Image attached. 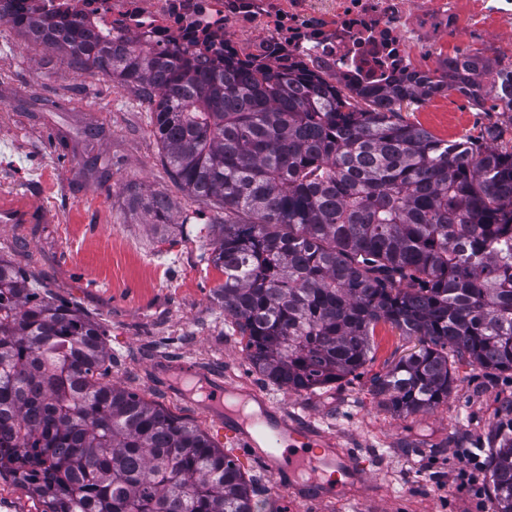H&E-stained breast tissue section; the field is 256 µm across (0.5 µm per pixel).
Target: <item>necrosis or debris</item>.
Masks as SVG:
<instances>
[{
    "label": "necrosis or debris",
    "instance_id": "1",
    "mask_svg": "<svg viewBox=\"0 0 512 512\" xmlns=\"http://www.w3.org/2000/svg\"><path fill=\"white\" fill-rule=\"evenodd\" d=\"M29 8L151 48L188 50L211 70L225 54L284 72L386 88L437 78L472 56L512 57V0H28ZM39 478L0 469V512H42Z\"/></svg>",
    "mask_w": 512,
    "mask_h": 512
}]
</instances>
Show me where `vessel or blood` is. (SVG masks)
I'll list each match as a JSON object with an SVG mask.
<instances>
[{
	"mask_svg": "<svg viewBox=\"0 0 512 512\" xmlns=\"http://www.w3.org/2000/svg\"><path fill=\"white\" fill-rule=\"evenodd\" d=\"M25 196L18 191L0 194V219L22 224L27 220ZM264 420L225 421L238 447L289 493L311 500L325 497L346 500L364 477L357 451L341 447L339 439L302 425L275 408Z\"/></svg>",
	"mask_w": 512,
	"mask_h": 512,
	"instance_id": "b4317fda",
	"label": "vessel or blood"
}]
</instances>
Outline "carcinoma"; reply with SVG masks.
Instances as JSON below:
<instances>
[{"label":"carcinoma","instance_id":"cac0c4a2","mask_svg":"<svg viewBox=\"0 0 512 512\" xmlns=\"http://www.w3.org/2000/svg\"><path fill=\"white\" fill-rule=\"evenodd\" d=\"M2 3L0 21L28 41L149 104L170 176L220 215L214 294L265 380L307 391L356 377L381 324L419 342L372 379L397 413L448 401L450 350L512 371V146L497 128L439 139L402 116L430 87L357 89L229 55L205 74L186 56ZM502 70L486 59L447 84L501 101L483 78ZM143 209L169 222L164 194ZM110 361L97 323L0 258V435L37 451L51 512H258L250 482L200 429L100 381ZM489 468L495 512H512V437Z\"/></svg>","mask_w":512,"mask_h":512}]
</instances>
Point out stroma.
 I'll return each instance as SVG.
<instances>
[{"label": "stroma", "instance_id": "obj_1", "mask_svg": "<svg viewBox=\"0 0 512 512\" xmlns=\"http://www.w3.org/2000/svg\"><path fill=\"white\" fill-rule=\"evenodd\" d=\"M404 118L442 139L476 137L492 123L512 138V112L491 98L479 106L441 97ZM89 127L99 128L97 139L86 140ZM15 189L26 194L32 218L0 223V257L98 323L112 357L107 382L202 429L252 480L262 512H494L490 493L472 496L455 473L468 453L488 474L498 434L512 429V372L449 354L456 383L447 402L394 412L373 394L372 379L416 341L382 324L361 376L315 391L266 385L213 294L224 275L202 230L212 212L188 202L170 177L145 103L110 76L75 69L17 34L0 49V191ZM152 192L170 200L166 225L148 223L131 202ZM183 360L238 389H264L282 413L358 444L374 461L365 492L309 503L279 491L252 458L239 455L223 424L179 395L168 371Z\"/></svg>", "mask_w": 512, "mask_h": 512}]
</instances>
